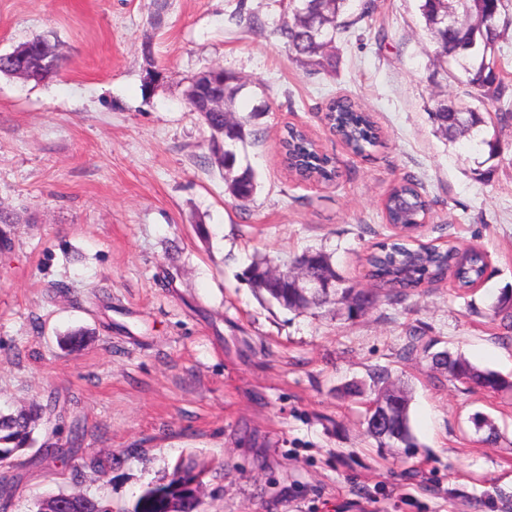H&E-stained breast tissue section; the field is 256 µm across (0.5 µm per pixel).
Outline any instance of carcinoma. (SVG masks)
I'll return each instance as SVG.
<instances>
[{
    "instance_id": "obj_1",
    "label": "carcinoma",
    "mask_w": 512,
    "mask_h": 512,
    "mask_svg": "<svg viewBox=\"0 0 512 512\" xmlns=\"http://www.w3.org/2000/svg\"><path fill=\"white\" fill-rule=\"evenodd\" d=\"M348 0H296L297 10L275 30L294 58L307 66L322 67L331 60L329 48L338 31L346 28L344 7ZM420 11L425 29L435 45L433 62L440 68L455 65L466 76V83L478 92L480 101L499 104L498 111L512 112V84L500 77L492 67L496 46L502 39L499 25L500 9L494 0H420ZM243 84L233 73L224 74V111H233L236 98ZM487 107L471 103L437 100L429 109V116L436 131L449 142L469 135L480 145L489 147V157L497 155L495 142L484 136L487 122L483 112ZM326 113L331 127L341 140L358 154L379 143V136L367 113L345 99L332 100ZM211 134V153L222 170L227 191L240 201H249L257 188L252 169H239L236 154L231 146L249 136H257L252 117L233 116V122L224 124V115L211 112L208 115ZM284 151L287 159L302 173H314L324 179L332 177L335 165L331 157L319 155L313 144L299 131L285 135ZM428 201L418 191L412 180H405L392 188L386 203L388 221L392 224L411 226L417 224ZM305 264L315 277L328 275L336 279V304L342 306L347 316L361 313L372 303L369 292L353 285L341 286L331 258L323 251H307L291 262ZM370 276L379 287L387 290V296L400 300L422 283H434L453 277L461 289L479 285L485 275V255L472 248L464 255L453 247L437 249L422 244L412 245L403 239L385 241L366 258ZM269 264L254 262L244 272V279L256 288L260 296L271 303L293 311H305L328 303L325 294L307 301L295 288L285 287L274 280L264 278ZM493 316L500 318L506 332H512V294L501 296L491 306ZM88 332L76 329L66 333L61 345L76 351L86 342ZM433 366L443 369L448 377L474 387L493 392L512 391V378L481 369L467 358L448 350L431 352L424 350ZM388 371L379 368L369 375L370 382L353 380L343 387L347 395L362 396L367 392L390 394L385 388ZM400 401L395 409L393 426L400 437V444L416 448L413 436L408 400L397 395ZM55 406L47 404L39 409H20L9 413L0 411V448H31L36 444L34 433L42 418L52 421Z\"/></svg>"
}]
</instances>
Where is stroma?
I'll list each match as a JSON object with an SVG mask.
<instances>
[{"label": "stroma", "mask_w": 512, "mask_h": 512, "mask_svg": "<svg viewBox=\"0 0 512 512\" xmlns=\"http://www.w3.org/2000/svg\"><path fill=\"white\" fill-rule=\"evenodd\" d=\"M0 0V54L41 36L61 68L35 83L0 74V409L55 400L69 444L0 463L16 480L0 512H34L49 494H82L140 512L175 470L195 486L169 512H512V392L449 379L425 351L459 353L512 376V340L491 306L512 291V115L490 112L499 154L445 141L434 98L470 99L461 71H437L420 0H350L352 22L329 67L296 62L274 34L288 0ZM265 21L250 30L248 16ZM221 67L242 77L238 115L258 138L237 145L258 188L229 195L211 131L185 100L189 79ZM370 112L381 142L352 153L326 126L329 99ZM334 156L332 184L285 168V125ZM432 203L421 242L478 247L484 281L378 296L354 318L335 305L294 312L261 302L242 272L256 258L285 267L304 250L331 255L347 284L372 290L365 258L391 236L384 200L404 177ZM88 330L80 350L60 337ZM387 368L409 398L415 448L377 447L365 399L347 380ZM483 415L497 440L485 441Z\"/></svg>", "instance_id": "1"}]
</instances>
